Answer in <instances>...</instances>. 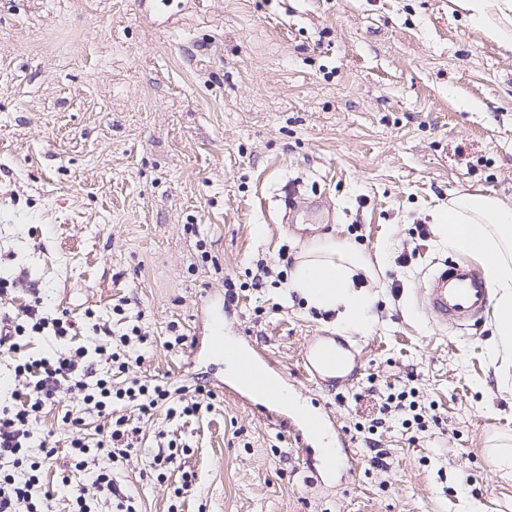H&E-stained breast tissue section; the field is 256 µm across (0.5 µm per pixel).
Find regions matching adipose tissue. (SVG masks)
<instances>
[{
  "label": "adipose tissue",
  "mask_w": 512,
  "mask_h": 512,
  "mask_svg": "<svg viewBox=\"0 0 512 512\" xmlns=\"http://www.w3.org/2000/svg\"><path fill=\"white\" fill-rule=\"evenodd\" d=\"M491 37L512 44V0H459ZM436 230L450 249L482 259L493 290L496 338L490 349L512 361V206L478 193L461 192L434 214ZM364 261L354 245L321 238L298 256L288 286L308 305L335 313L342 329L365 330L372 300L353 278Z\"/></svg>",
  "instance_id": "1"
}]
</instances>
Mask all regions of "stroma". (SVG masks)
I'll use <instances>...</instances> for the list:
<instances>
[{
  "mask_svg": "<svg viewBox=\"0 0 512 512\" xmlns=\"http://www.w3.org/2000/svg\"><path fill=\"white\" fill-rule=\"evenodd\" d=\"M292 187L303 201L285 224ZM463 191L512 205V48L457 0H0V268L36 285L0 316L40 298L87 346L129 300L149 331L142 372L214 393L194 417L115 405L140 428L114 470L138 512H512L490 456L512 441L495 318L446 329L420 294L452 255L433 213ZM324 236L358 243L375 270L359 279L364 331L276 280ZM261 263L271 273L251 287ZM228 276L243 285L232 306ZM208 304L333 418L353 470L314 481L284 423L226 390L197 345ZM314 336L355 347L359 374L304 375ZM410 389L434 423L413 442L387 424L377 469L355 427L379 394ZM164 438L181 465L159 480Z\"/></svg>",
  "mask_w": 512,
  "mask_h": 512,
  "instance_id": "obj_1",
  "label": "stroma"
}]
</instances>
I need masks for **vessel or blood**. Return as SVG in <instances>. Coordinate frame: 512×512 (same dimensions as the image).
Returning a JSON list of instances; mask_svg holds the SVG:
<instances>
[{"label": "vessel or blood", "instance_id": "1", "mask_svg": "<svg viewBox=\"0 0 512 512\" xmlns=\"http://www.w3.org/2000/svg\"><path fill=\"white\" fill-rule=\"evenodd\" d=\"M422 297L428 312L441 324L455 327L481 323L490 309V290L478 269L459 261L448 260L435 266L424 281ZM204 347L209 357L230 361L234 384L246 394L262 392L271 404L270 416H277V392L284 378L278 373H263V355L249 344H233L224 338L220 317L206 319L203 326ZM303 368L321 383H334L351 376L357 358L328 338H316L306 344ZM331 420L326 416H299L288 421L298 444L321 434Z\"/></svg>", "mask_w": 512, "mask_h": 512}]
</instances>
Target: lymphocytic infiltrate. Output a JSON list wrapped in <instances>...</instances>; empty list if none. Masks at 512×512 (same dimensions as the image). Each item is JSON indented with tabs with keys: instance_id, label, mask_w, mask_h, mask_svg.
<instances>
[{
	"instance_id": "lymphocytic-infiltrate-1",
	"label": "lymphocytic infiltrate",
	"mask_w": 512,
	"mask_h": 512,
	"mask_svg": "<svg viewBox=\"0 0 512 512\" xmlns=\"http://www.w3.org/2000/svg\"><path fill=\"white\" fill-rule=\"evenodd\" d=\"M77 329L76 322L66 315L35 304L21 306L0 333V357L14 366L10 400L0 405V512H52L54 494L42 487V467L57 453L55 431L40 428L39 423L46 410L55 405L60 390L78 392L87 411L100 416L114 403L124 402L148 417L162 407L168 415L190 417L208 406L213 397L202 384L174 388L163 381L130 376V369L140 365L141 359L129 355L128 350L147 339L146 331L137 325L122 332L93 325L98 338L95 348H67L52 359L26 352L28 338L52 336L62 340L76 335ZM92 353L124 374V381L116 383L111 377L94 374L88 361ZM393 418L407 430L426 427L418 403L402 390L381 396L379 415L370 421L367 434H374ZM128 432L129 423L121 416L99 429L96 441L76 434L71 437L70 466L86 472L88 481L74 487L69 477H62V485L69 488L68 512H93V503L101 497L112 501L115 512H136L133 496L122 493L112 476L113 464L125 455L121 444Z\"/></svg>"
}]
</instances>
